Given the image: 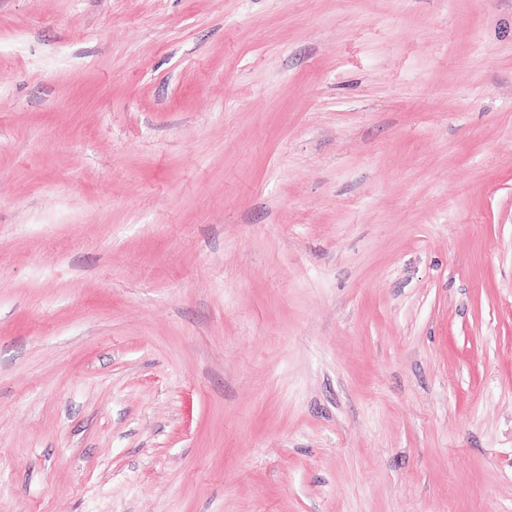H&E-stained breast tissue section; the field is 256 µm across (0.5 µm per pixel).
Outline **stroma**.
Returning <instances> with one entry per match:
<instances>
[{"label":"stroma","instance_id":"35a3bbf8","mask_svg":"<svg viewBox=\"0 0 512 512\" xmlns=\"http://www.w3.org/2000/svg\"><path fill=\"white\" fill-rule=\"evenodd\" d=\"M0 512H512V0H0Z\"/></svg>","mask_w":512,"mask_h":512}]
</instances>
